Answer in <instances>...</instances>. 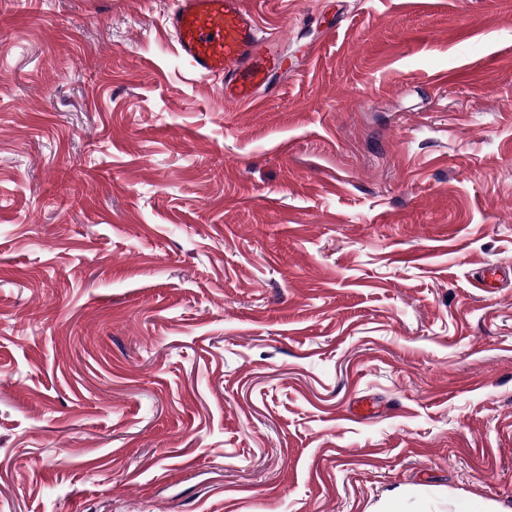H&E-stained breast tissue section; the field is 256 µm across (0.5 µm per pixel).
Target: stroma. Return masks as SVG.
I'll list each match as a JSON object with an SVG mask.
<instances>
[{
  "label": "stroma",
  "mask_w": 512,
  "mask_h": 512,
  "mask_svg": "<svg viewBox=\"0 0 512 512\" xmlns=\"http://www.w3.org/2000/svg\"><path fill=\"white\" fill-rule=\"evenodd\" d=\"M246 5L0 0V512H512V0ZM165 25L195 74L224 82L226 103L252 104L282 59L279 39L260 28L243 0H175Z\"/></svg>",
  "instance_id": "1"
}]
</instances>
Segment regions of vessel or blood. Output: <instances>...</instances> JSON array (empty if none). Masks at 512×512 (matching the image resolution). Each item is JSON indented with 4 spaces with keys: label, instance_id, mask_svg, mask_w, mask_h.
I'll return each instance as SVG.
<instances>
[{
    "label": "vessel or blood",
    "instance_id": "b4317fda",
    "mask_svg": "<svg viewBox=\"0 0 512 512\" xmlns=\"http://www.w3.org/2000/svg\"><path fill=\"white\" fill-rule=\"evenodd\" d=\"M165 25L192 71L224 83V100L252 104L282 59L277 37L263 32L243 0H174Z\"/></svg>",
    "mask_w": 512,
    "mask_h": 512
}]
</instances>
